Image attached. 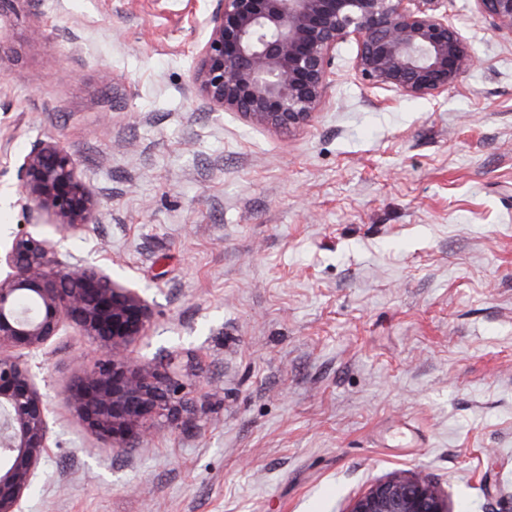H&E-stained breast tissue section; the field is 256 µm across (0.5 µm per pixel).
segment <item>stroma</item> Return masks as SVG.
Instances as JSON below:
<instances>
[{
    "label": "stroma",
    "mask_w": 512,
    "mask_h": 512,
    "mask_svg": "<svg viewBox=\"0 0 512 512\" xmlns=\"http://www.w3.org/2000/svg\"><path fill=\"white\" fill-rule=\"evenodd\" d=\"M216 0H0V243L54 240L18 168L52 138L101 203L63 241L152 306L136 355L199 376L177 428L120 452L57 393L90 342L32 358L49 454L23 512H346L418 470L453 512H512V36L437 97L365 85L337 46L285 133L190 85Z\"/></svg>",
    "instance_id": "35a3bbf8"
}]
</instances>
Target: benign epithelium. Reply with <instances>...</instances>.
I'll list each match as a JSON object with an SVG mask.
<instances>
[{"label": "benign epithelium", "mask_w": 512, "mask_h": 512, "mask_svg": "<svg viewBox=\"0 0 512 512\" xmlns=\"http://www.w3.org/2000/svg\"><path fill=\"white\" fill-rule=\"evenodd\" d=\"M442 0H218L198 47L191 85L212 108L291 133L319 110L336 46H357L354 69L370 87L436 97L456 86L478 54L440 12ZM512 35V0H476ZM29 215L67 238L99 219L101 204L73 155L54 140L27 154L18 172ZM151 304L97 265H65L56 244L19 231L0 253V512H22L47 453L49 401L27 356L70 326L98 347L79 360L63 391L85 427L112 450L148 440L185 405L195 366L169 352L132 356ZM346 512H452L448 496L416 472H394L354 497Z\"/></svg>", "instance_id": "7a95c632"}]
</instances>
